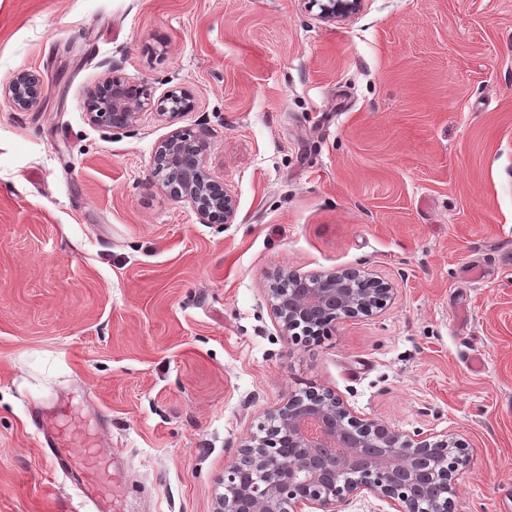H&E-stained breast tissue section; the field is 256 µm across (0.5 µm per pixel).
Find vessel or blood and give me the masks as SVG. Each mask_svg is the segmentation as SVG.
I'll list each match as a JSON object with an SVG mask.
<instances>
[{
    "label": "vessel or blood",
    "mask_w": 512,
    "mask_h": 512,
    "mask_svg": "<svg viewBox=\"0 0 512 512\" xmlns=\"http://www.w3.org/2000/svg\"><path fill=\"white\" fill-rule=\"evenodd\" d=\"M64 406H54L51 412H40L32 421L43 435V445L47 448L48 459L53 469L72 474L82 497L92 504L96 512H112V503L107 490L112 484V473L108 463L93 464L86 457H73L63 435L53 431L52 417L63 414Z\"/></svg>",
    "instance_id": "1"
}]
</instances>
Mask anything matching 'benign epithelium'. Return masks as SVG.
I'll use <instances>...</instances> for the list:
<instances>
[{"label": "benign epithelium", "instance_id": "1", "mask_svg": "<svg viewBox=\"0 0 512 512\" xmlns=\"http://www.w3.org/2000/svg\"><path fill=\"white\" fill-rule=\"evenodd\" d=\"M362 0H322L320 18L335 21L361 6ZM41 77L17 73L4 88L21 111L36 108L44 95ZM142 91L111 74L90 92L85 106L93 125L127 127L136 122ZM190 94L169 93L159 100V115L191 111ZM198 139L172 130L154 153L158 175L177 172L173 195L189 201L204 223L231 224L236 203L223 183L203 169ZM288 287H282L283 283ZM269 291L275 322L285 335L300 329L318 339L342 318L369 315L392 299L393 288L379 278L344 268L303 275L279 271ZM271 426L251 435L224 468L217 512H338L356 496L385 500L393 512H454L455 487L468 463L464 445L420 430L403 432L375 419L362 418L337 394L310 389L266 412Z\"/></svg>", "mask_w": 512, "mask_h": 512}]
</instances>
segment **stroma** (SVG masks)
<instances>
[{"mask_svg": "<svg viewBox=\"0 0 512 512\" xmlns=\"http://www.w3.org/2000/svg\"><path fill=\"white\" fill-rule=\"evenodd\" d=\"M0 512H93L31 415L67 404L123 475L122 512H215L265 412L309 386L450 433L455 512H512V0H0ZM153 98L89 123L108 73ZM237 202L201 223L154 175L172 127ZM354 267L387 307L282 335L266 277ZM484 361L472 370L471 357ZM324 2L320 4V18L325 21H336L357 11L362 0H312ZM45 87L41 77L31 71L17 73L4 88L5 96L21 111L36 108L44 95ZM167 104H170L167 106ZM193 107V100L187 92H181L180 95L175 94L174 92L164 95L161 100H159L158 114L160 116H165L169 114L170 117L177 116L182 114L183 112L191 111Z\"/></svg>", "mask_w": 512, "mask_h": 512, "instance_id": "35a3bbf8", "label": "stroma"}]
</instances>
